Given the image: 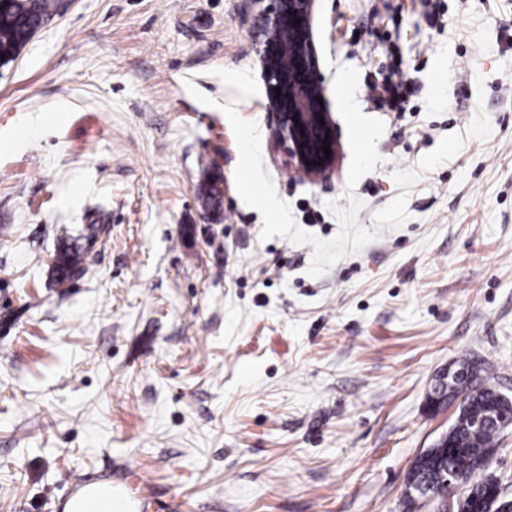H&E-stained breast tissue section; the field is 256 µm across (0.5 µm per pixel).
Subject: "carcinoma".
<instances>
[{
	"instance_id": "cac0c4a2",
	"label": "carcinoma",
	"mask_w": 512,
	"mask_h": 512,
	"mask_svg": "<svg viewBox=\"0 0 512 512\" xmlns=\"http://www.w3.org/2000/svg\"><path fill=\"white\" fill-rule=\"evenodd\" d=\"M63 7L60 0H0V62L15 61L36 33L52 20ZM204 206L217 215L223 214L224 180L218 164L200 186ZM105 232L100 224H89L86 233L74 240L60 229V241L54 253L51 274L58 284L69 282L82 270L86 247L99 240ZM476 372L456 383L457 394L466 405L459 408L448 426V447L431 448L413 463L408 481L426 484L434 501L451 504L455 512H490L497 504L500 486L486 473L474 475L478 464L497 447L502 428L481 421L484 413L512 412V407L488 383L492 366L485 359L477 360Z\"/></svg>"
}]
</instances>
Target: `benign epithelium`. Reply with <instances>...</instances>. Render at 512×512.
Returning <instances> with one entry per match:
<instances>
[{
	"label": "benign epithelium",
	"instance_id": "benign-epithelium-1",
	"mask_svg": "<svg viewBox=\"0 0 512 512\" xmlns=\"http://www.w3.org/2000/svg\"><path fill=\"white\" fill-rule=\"evenodd\" d=\"M313 0H270L260 13L265 31L288 32V43L269 40L260 52L267 83L269 109L276 117L275 143L286 150L287 162L315 179L330 175L336 162V134L325 106L318 57L311 37ZM301 23H295V20ZM281 95H276V91ZM330 139H325V136ZM331 155L325 156L322 146ZM473 369L450 363L435 376L427 401L448 392L452 381Z\"/></svg>",
	"mask_w": 512,
	"mask_h": 512
}]
</instances>
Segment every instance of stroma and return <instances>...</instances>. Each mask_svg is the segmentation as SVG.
<instances>
[{"label": "stroma", "instance_id": "35a3bbf8", "mask_svg": "<svg viewBox=\"0 0 512 512\" xmlns=\"http://www.w3.org/2000/svg\"><path fill=\"white\" fill-rule=\"evenodd\" d=\"M314 0L336 170L274 151L253 0H67L0 64V512H55L120 472L172 512H403L413 460L454 418L431 411L449 361L488 359L512 397V0ZM380 119L357 183L375 237L311 276L313 247L262 239L239 197L222 107L256 122L296 224L339 232L351 161L335 75ZM406 83L401 111L373 86ZM407 220L376 227L416 169ZM224 213L198 187L210 160ZM104 224L86 272L55 284L60 227Z\"/></svg>", "mask_w": 512, "mask_h": 512}]
</instances>
